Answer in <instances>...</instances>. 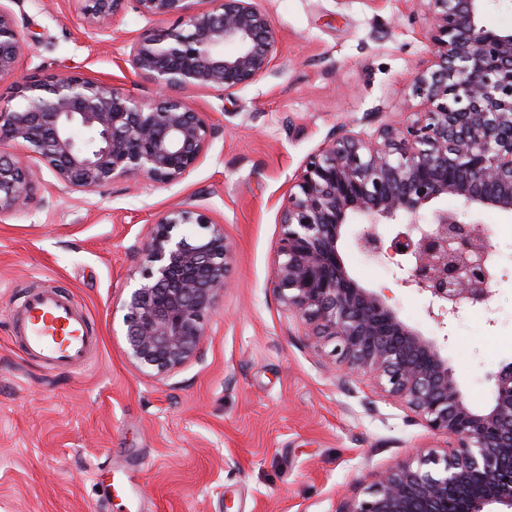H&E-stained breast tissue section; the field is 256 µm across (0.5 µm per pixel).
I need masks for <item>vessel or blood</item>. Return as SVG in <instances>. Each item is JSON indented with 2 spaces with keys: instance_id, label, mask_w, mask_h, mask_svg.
<instances>
[{
  "instance_id": "1",
  "label": "vessel or blood",
  "mask_w": 512,
  "mask_h": 512,
  "mask_svg": "<svg viewBox=\"0 0 512 512\" xmlns=\"http://www.w3.org/2000/svg\"><path fill=\"white\" fill-rule=\"evenodd\" d=\"M16 334L24 351L50 370L78 367L98 346L87 320L59 291L26 296L16 317Z\"/></svg>"
}]
</instances>
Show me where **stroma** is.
<instances>
[{
	"mask_svg": "<svg viewBox=\"0 0 512 512\" xmlns=\"http://www.w3.org/2000/svg\"><path fill=\"white\" fill-rule=\"evenodd\" d=\"M278 36L273 71L233 93L200 88L209 145L181 182L124 176L61 191L43 170L28 209L0 217V512H336L376 472L452 445L366 374L344 376L332 344L306 336L271 286L292 179L333 134L369 137L421 111L412 95L431 53L421 0H261ZM29 48L0 78L18 85L81 73L142 97L153 85L127 61L133 39L173 19L129 0L105 32L73 0H0ZM191 202L234 251L212 307L202 357L169 377L127 358L121 305L141 278L137 252L159 213ZM500 251L488 306H462L442 353L466 401H490L488 377L512 360V212L485 214ZM339 244L363 287L385 290L423 336L442 333L425 298L355 244ZM66 289L99 346L88 362L49 370L26 355L14 320L33 291Z\"/></svg>",
	"mask_w": 512,
	"mask_h": 512,
	"instance_id": "1",
	"label": "stroma"
}]
</instances>
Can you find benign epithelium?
Returning a JSON list of instances; mask_svg holds the SVG:
<instances>
[{"label":"benign epithelium","instance_id":"7a95c632","mask_svg":"<svg viewBox=\"0 0 512 512\" xmlns=\"http://www.w3.org/2000/svg\"><path fill=\"white\" fill-rule=\"evenodd\" d=\"M86 22L106 29L127 0H76ZM149 18L178 16L186 27L145 30L132 41V68L156 86L151 99L81 74L18 86L21 101L0 105V147L26 144L63 189L92 191L120 176L180 182L205 152L212 127L179 92L232 94L265 76L277 35L259 0H136ZM489 0H424L431 61L415 76L424 111L377 138L342 133L311 155L281 213L272 288L308 335L335 342L346 376L369 374L405 404L450 453L405 461L375 474L367 496L343 497L336 512H512V363L489 376L483 409L465 400L437 341L403 321L378 292L362 287L339 252L346 226L366 221L357 246L394 265L399 283L421 293L436 324L460 306L485 304L498 252L478 217L512 211V28L485 21ZM27 42L0 8V78L14 73ZM36 193L28 162L0 150V215ZM449 196L458 214L437 206ZM195 224L189 236L182 226ZM394 226L390 243L378 231ZM143 282L123 305L128 357L164 378L196 360L208 312L224 288L233 249L224 231L188 202L157 217L138 248Z\"/></svg>","mask_w":512,"mask_h":512}]
</instances>
